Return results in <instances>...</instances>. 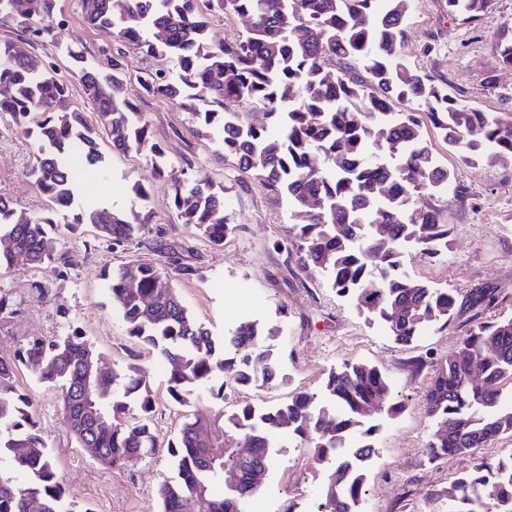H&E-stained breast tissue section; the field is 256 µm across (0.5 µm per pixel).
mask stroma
Segmentation results:
<instances>
[{
    "instance_id": "obj_1",
    "label": "stroma",
    "mask_w": 512,
    "mask_h": 512,
    "mask_svg": "<svg viewBox=\"0 0 512 512\" xmlns=\"http://www.w3.org/2000/svg\"><path fill=\"white\" fill-rule=\"evenodd\" d=\"M58 7L52 22L55 41L32 44L14 22L0 24V39L14 41L63 74L71 65L65 52L69 46L81 50L88 63L107 67L117 48L112 35L83 25L81 0H58ZM507 22L512 23V0H496L492 12L473 26L452 21L445 0H415L403 53L418 71L445 81L449 91L512 120V104L485 89V78L493 69L501 90L512 91V67H497L491 49L494 36ZM428 43L433 46L429 54L423 51ZM124 61L125 96L145 113L151 134L139 150L127 154L101 142L103 160L89 167L82 192L97 197L100 204L130 208L135 200L126 192L128 185L148 174L155 147H162L170 167L166 177L149 186L154 222L149 232L120 249L99 239L91 225H83L81 237H66L61 246L68 260L65 276H57L49 266L22 265L0 276V289L15 304L14 313L0 315V355H13L33 338L54 339L78 329L101 350L103 369L118 370L137 358L158 397L154 423L160 439L173 437L185 420L208 417L205 404L182 407L169 400L162 359L126 335L110 306L103 269L129 260L155 264L214 335L227 334L244 317L280 327L272 348L283 383L259 392H232L230 402L250 400L272 406L298 390H321L330 368L345 362L378 367L391 381L403 410L392 417L381 413L372 418L377 452L366 464L363 512H431L430 490L448 486L473 462L472 457L455 456L435 464L422 453L434 429L423 393L439 361L464 336V319L440 329L427 326L407 347L395 344L378 323L336 295L321 271H298L285 253L274 249L283 226L292 221L291 213L256 182L227 196L226 208L237 229L223 246L191 234L170 205L175 178L192 168L228 185L238 173L220 158L216 142L191 134L189 112L147 93L146 85L156 73H173L170 58L149 57L129 48ZM424 132L437 158L454 171L457 183L467 186L469 196L460 201L451 194L440 195L444 221L450 226L448 251L432 258L418 248H406L403 270L433 286L463 293L499 289L498 300L482 309L481 317L493 321L512 316V168L475 172L449 151L432 126H425ZM32 153L31 140L8 116H0V195L18 209L41 212L47 201L28 175ZM17 385L32 396L35 418L70 500L92 512H157L158 489L174 473L166 451L120 469L99 465L65 430L51 387L37 383L24 367ZM320 492L321 476L306 451L290 448L265 473L260 487L261 495L268 498V512H316Z\"/></svg>"
}]
</instances>
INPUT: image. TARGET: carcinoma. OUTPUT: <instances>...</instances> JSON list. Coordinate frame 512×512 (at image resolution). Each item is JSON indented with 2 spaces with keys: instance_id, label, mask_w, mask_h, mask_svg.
I'll return each mask as SVG.
<instances>
[{
  "instance_id": "1",
  "label": "carcinoma",
  "mask_w": 512,
  "mask_h": 512,
  "mask_svg": "<svg viewBox=\"0 0 512 512\" xmlns=\"http://www.w3.org/2000/svg\"><path fill=\"white\" fill-rule=\"evenodd\" d=\"M57 0H27L20 23L35 39L54 38L43 22ZM448 16L474 23L495 0H447ZM413 0H81L82 19L105 29L146 56H169L176 72L147 85L152 97L172 102L195 118L190 132L215 141L224 160L240 175L235 186L254 180L292 208L297 223L275 241L286 261L304 271L318 268L339 296L350 299L367 319L384 323L393 341L411 344L425 326H442L457 308H474L495 296L493 288L463 295L433 288L400 271L402 247L415 243L424 254L448 250V225L431 202L452 184L423 134L424 121L474 170L512 167V121L484 112L448 92V84L411 67L403 57ZM248 20L246 33L214 43L208 13ZM72 67L63 75L0 40V112L32 140L29 173L49 208L39 214L17 210L0 196V273L17 266H55L64 273L61 237L85 224L121 247L145 232L154 213L144 180L128 192L141 204L129 210L102 206L93 198L72 211L81 174L68 163L79 143L85 160L101 162L100 132L112 147L128 151L146 141L150 124L123 97L124 62L107 68L85 64L69 48ZM497 63L512 65V25L493 41ZM78 83L96 121L71 104ZM261 105L267 124L246 122L228 108ZM403 106L395 111L394 104ZM168 160L155 149L149 175L162 178ZM230 187L194 174L174 183L172 204L193 233L214 246L235 225L224 208ZM112 308L127 336L155 352L169 366L168 394L179 404L207 403L212 416L182 425L166 445L175 476L159 490L160 512H245L258 490L256 468L280 454V438L295 437L309 449L321 473L320 512H353L365 494V463L376 453L374 429L364 428L365 409L377 404L390 415L402 404L391 382L374 366L347 362L330 370L325 394L339 412L308 392L259 411L246 402L224 413V374L236 385L271 388L283 381L268 341L274 327L243 318L218 337L196 321L168 277L151 263L132 261L102 274ZM102 353L80 332L53 340L34 338L10 357L0 356V512L82 511L67 499L47 440L34 420L32 397L19 391L17 366L26 365L38 383L56 390L67 431L83 448H99L108 466L119 467L160 447L151 420L154 390L129 362L104 371ZM480 380L469 381L471 361ZM512 383V317L479 320L458 348L443 358L424 394L436 430L424 453L431 462L474 451L512 433V406L501 404L504 382ZM362 434L345 454L342 439ZM252 448L237 455V441ZM236 471V485L224 484V469ZM431 501L448 502V512H512V454L478 457L451 490L437 489Z\"/></svg>"
}]
</instances>
